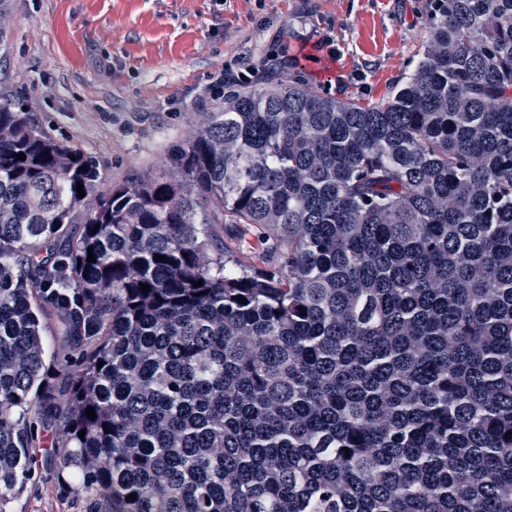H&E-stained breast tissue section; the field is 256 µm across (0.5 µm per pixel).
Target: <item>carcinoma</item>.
<instances>
[{
  "label": "carcinoma",
  "mask_w": 512,
  "mask_h": 512,
  "mask_svg": "<svg viewBox=\"0 0 512 512\" xmlns=\"http://www.w3.org/2000/svg\"><path fill=\"white\" fill-rule=\"evenodd\" d=\"M423 25L385 100L229 89L115 185L0 100V512L49 420L107 512H512V0ZM207 231L214 237L217 235L223 244L225 242L232 250L233 259L243 265L261 268L276 260L271 241L255 224H215L208 226ZM42 340L45 348V360L51 364L63 358L66 352V342L60 336V331L56 320L52 317L44 321Z\"/></svg>",
  "instance_id": "cac0c4a2"
}]
</instances>
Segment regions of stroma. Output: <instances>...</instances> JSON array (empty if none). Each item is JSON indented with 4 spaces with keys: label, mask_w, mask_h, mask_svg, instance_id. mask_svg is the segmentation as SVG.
<instances>
[{
    "label": "stroma",
    "mask_w": 512,
    "mask_h": 512,
    "mask_svg": "<svg viewBox=\"0 0 512 512\" xmlns=\"http://www.w3.org/2000/svg\"><path fill=\"white\" fill-rule=\"evenodd\" d=\"M427 0H0V97L52 137L105 166L115 183L168 166L198 113L221 101L226 70L259 80L284 53L292 75L336 98L377 102L415 68ZM252 268L276 254L254 224L211 226ZM14 512H104L46 460Z\"/></svg>",
    "instance_id": "1"
}]
</instances>
